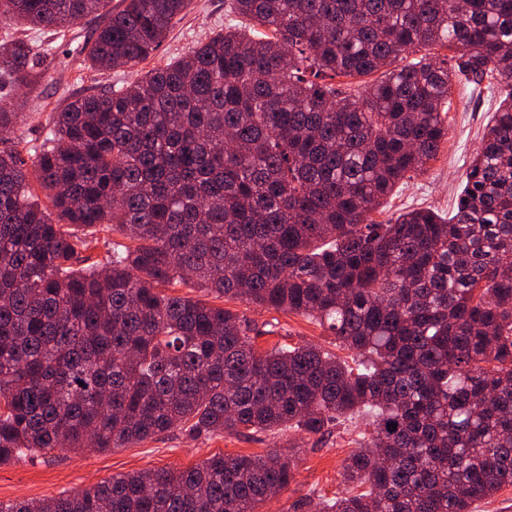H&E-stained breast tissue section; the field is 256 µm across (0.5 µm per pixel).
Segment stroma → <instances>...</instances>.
<instances>
[{
    "label": "stroma",
    "instance_id": "35a3bbf8",
    "mask_svg": "<svg viewBox=\"0 0 512 512\" xmlns=\"http://www.w3.org/2000/svg\"><path fill=\"white\" fill-rule=\"evenodd\" d=\"M230 0H193L190 10L178 21L165 40L146 61L132 68L105 71L89 69L79 49L86 28L73 27L59 35L35 30H16L8 35L0 31V46L12 38L26 37L51 48L53 80L42 93L30 94L25 119L10 134L12 141L40 143L49 125L51 112L73 94L93 86L121 88L144 77L155 67L187 52L196 42L232 24ZM502 98L500 91L476 92L457 86L453 89L452 109L448 114V141L432 161L426 174L409 180L385 200L375 213L384 222L400 212L416 207H432L440 213H452L466 183V174L483 131ZM231 310L247 316L256 324L277 323L278 331L256 339L259 350L287 343L310 342L336 351V338L313 320L282 311L266 310L240 302ZM358 431L354 427H334L323 436L310 439L293 481L288 487L259 504L257 512H294L307 502L306 512H317L322 500L345 493V459L357 448ZM288 445L287 434L226 433L212 438L191 437L175 428L156 440L129 448L98 451L92 448L75 452L58 449L47 457L0 465V502L17 499L43 500L90 488L112 476L129 472L174 468L186 469L202 464L215 455H263Z\"/></svg>",
    "mask_w": 512,
    "mask_h": 512
}]
</instances>
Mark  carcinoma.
Wrapping results in <instances>:
<instances>
[{
	"label": "carcinoma",
	"mask_w": 512,
	"mask_h": 512,
	"mask_svg": "<svg viewBox=\"0 0 512 512\" xmlns=\"http://www.w3.org/2000/svg\"><path fill=\"white\" fill-rule=\"evenodd\" d=\"M109 2L0 0V27L97 18L88 66L133 67L192 0ZM230 9L242 22L0 149V465L177 427L297 436L0 512H255L293 479L298 438L359 417L352 490L321 512H474L512 486V0ZM49 56L0 48V92L50 80ZM457 82L504 95L453 215L374 221L448 140ZM20 109L0 107L1 132ZM100 231L130 244L95 261ZM164 287L307 316L350 356L261 351L247 317Z\"/></svg>",
	"instance_id": "1"
}]
</instances>
